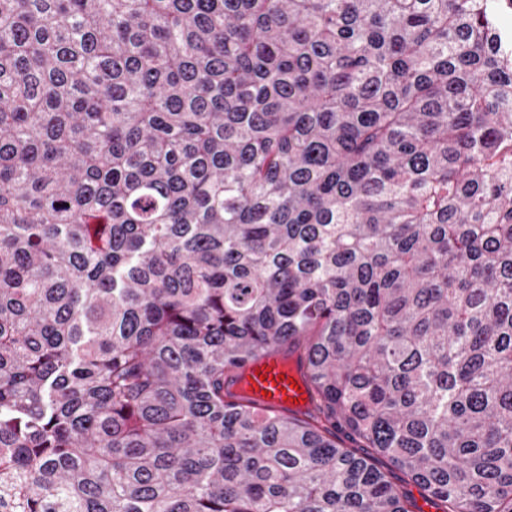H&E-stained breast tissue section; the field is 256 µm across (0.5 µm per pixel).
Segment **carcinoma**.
<instances>
[{"instance_id": "1", "label": "carcinoma", "mask_w": 512, "mask_h": 512, "mask_svg": "<svg viewBox=\"0 0 512 512\" xmlns=\"http://www.w3.org/2000/svg\"><path fill=\"white\" fill-rule=\"evenodd\" d=\"M491 26L484 0H0V512H412L379 458L440 512H512ZM279 353L302 417L228 392Z\"/></svg>"}]
</instances>
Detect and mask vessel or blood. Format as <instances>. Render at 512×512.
Instances as JSON below:
<instances>
[{
  "instance_id": "obj_1",
  "label": "vessel or blood",
  "mask_w": 512,
  "mask_h": 512,
  "mask_svg": "<svg viewBox=\"0 0 512 512\" xmlns=\"http://www.w3.org/2000/svg\"><path fill=\"white\" fill-rule=\"evenodd\" d=\"M303 382L294 363L269 356L251 363L231 392L279 415L299 414L309 400L307 392L300 389Z\"/></svg>"
}]
</instances>
